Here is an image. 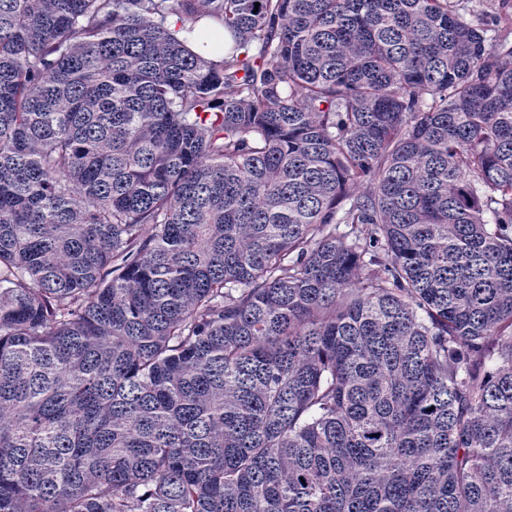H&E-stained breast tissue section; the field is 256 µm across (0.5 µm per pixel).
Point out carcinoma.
<instances>
[{
	"label": "carcinoma",
	"mask_w": 512,
	"mask_h": 512,
	"mask_svg": "<svg viewBox=\"0 0 512 512\" xmlns=\"http://www.w3.org/2000/svg\"><path fill=\"white\" fill-rule=\"evenodd\" d=\"M488 32L454 0H0V512H512Z\"/></svg>",
	"instance_id": "cac0c4a2"
}]
</instances>
